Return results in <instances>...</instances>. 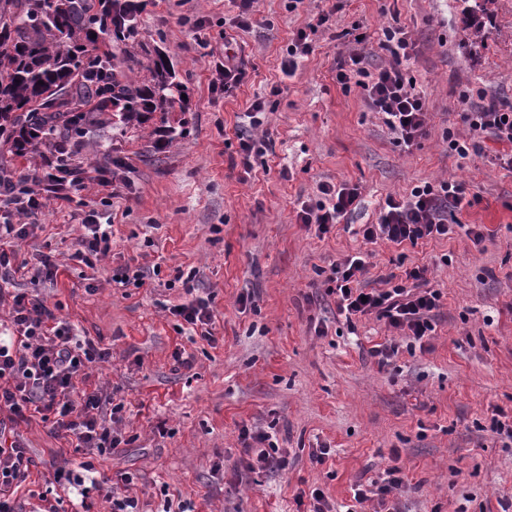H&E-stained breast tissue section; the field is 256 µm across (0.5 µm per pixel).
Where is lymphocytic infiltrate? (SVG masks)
<instances>
[{
    "mask_svg": "<svg viewBox=\"0 0 512 512\" xmlns=\"http://www.w3.org/2000/svg\"><path fill=\"white\" fill-rule=\"evenodd\" d=\"M382 49L387 63L369 69L364 51L352 52L348 62L338 65L336 80L343 87L356 88L370 111L381 114L397 144L411 148L427 133L428 108L424 97L415 93L408 62L413 44L403 29L383 31ZM474 90L460 92L465 110L462 119L473 141L449 139L448 149L460 157L478 149V136L491 135L498 143L512 147V105L496 103L473 106ZM108 163L83 170L73 177L59 167L52 153H43L26 183L0 179V282L9 283L17 268L18 249L26 240L29 219L50 203H72L85 183L101 187L107 196H118L117 185L107 179ZM360 196L357 186L324 184L316 197L299 201V223L312 225L317 235L330 233L355 207ZM466 198L462 183L454 180L429 181L413 186L403 195H387L376 223L362 227L363 239L371 244L386 242L397 246H418L424 241L447 236L449 208H461ZM77 238L74 259L88 268L112 250V229L101 226L98 212L85 215ZM369 272L357 255L336 263L332 270L333 292L340 313L345 316H375L393 330L403 332L415 343H423L434 329V312L441 294L431 288L427 269H405L400 283L385 288H361ZM5 336H0V512H16L15 495L33 475L35 460L26 446L12 435L17 422L40 417L49 432L68 441L87 455L84 470H93V458H104L125 445L122 411L115 392L91 383L92 365L108 361L111 352L100 343L73 336L48 301L40 296L17 292L12 296ZM242 461L247 469L275 470L285 459L263 432L243 431Z\"/></svg>",
    "mask_w": 512,
    "mask_h": 512,
    "instance_id": "lymphocytic-infiltrate-1",
    "label": "lymphocytic infiltrate"
}]
</instances>
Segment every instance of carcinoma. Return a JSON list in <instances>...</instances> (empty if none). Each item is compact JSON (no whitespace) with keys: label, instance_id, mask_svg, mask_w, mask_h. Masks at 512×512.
Returning a JSON list of instances; mask_svg holds the SVG:
<instances>
[{"label":"carcinoma","instance_id":"cac0c4a2","mask_svg":"<svg viewBox=\"0 0 512 512\" xmlns=\"http://www.w3.org/2000/svg\"><path fill=\"white\" fill-rule=\"evenodd\" d=\"M179 87L132 0H0V147L17 158L47 150L65 164L99 125L171 111Z\"/></svg>","mask_w":512,"mask_h":512}]
</instances>
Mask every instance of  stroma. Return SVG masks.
<instances>
[{
  "label": "stroma",
  "instance_id": "1",
  "mask_svg": "<svg viewBox=\"0 0 512 512\" xmlns=\"http://www.w3.org/2000/svg\"><path fill=\"white\" fill-rule=\"evenodd\" d=\"M327 10L311 52L285 74L288 43ZM488 10L483 20L458 0H304L294 11L288 0H260L253 26L241 30L230 0L144 8L141 31L172 60L185 97L144 129L90 134L81 161L111 153L125 164L127 187L107 204L91 185L79 203L45 208L21 256L33 266L55 255L57 279L14 282L46 297L79 336L112 347L93 378L123 397L128 443L96 462L94 478L131 474L143 512H309L301 495L315 487L330 512H372L352 487L397 461L407 480L389 499L393 512H512V440L492 425L496 412L512 416V168L494 163L503 147L489 136L467 157L448 150L449 138L469 137L462 90L512 102V0H490ZM185 16L202 32L182 24ZM388 26L413 40L410 74L429 111L410 150L336 81L337 63L356 48L352 30L368 37L369 67L386 63L379 40ZM222 44L248 73L228 95L212 87L207 58ZM259 98L270 145L247 176L236 133ZM448 178L479 201L449 210L447 238L415 247L363 240L386 195ZM323 183L357 186L361 203L321 238L298 223L296 204ZM86 201L112 219V252L93 269L69 258ZM470 224L491 237L474 244ZM355 253L368 257L369 288L428 267L442 298L425 348L374 317L339 315L331 268ZM129 265L148 286L117 285ZM191 271L196 295L212 300L214 346L170 312L186 300L177 280ZM390 338L399 352L378 366L370 350ZM181 347L192 368H177ZM245 429L270 435L287 468H241ZM16 431L38 463L16 508L37 512L56 496L53 464L80 478L83 456L42 424ZM322 448L323 462L313 461Z\"/></svg>",
  "mask_w": 512,
  "mask_h": 512
}]
</instances>
